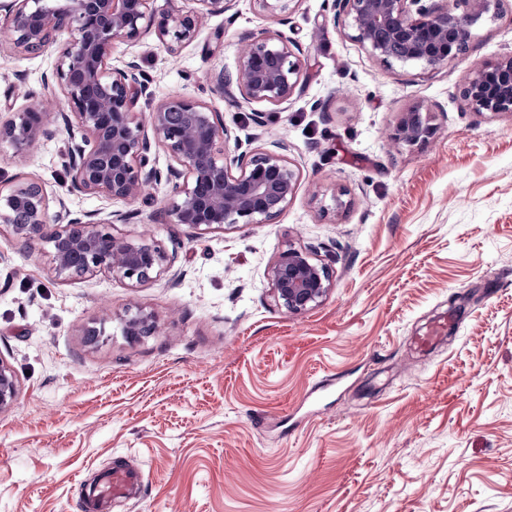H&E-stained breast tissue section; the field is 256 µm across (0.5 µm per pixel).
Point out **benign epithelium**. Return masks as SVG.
Returning <instances> with one entry per match:
<instances>
[{"label":"benign epithelium","instance_id":"obj_1","mask_svg":"<svg viewBox=\"0 0 512 512\" xmlns=\"http://www.w3.org/2000/svg\"><path fill=\"white\" fill-rule=\"evenodd\" d=\"M199 8L176 7L152 23L150 0H0V13L13 50L36 55L53 49L58 64L53 79L71 111L55 116L33 103L0 126V140L18 149L61 132L69 138L68 192L102 194L135 201L152 183L172 184L174 198L164 209L171 224L198 230L228 229L239 224H265L290 202L299 174L278 143L224 156L228 131L219 112L203 100L168 97L149 112V127L138 120L139 101L154 93L140 63L112 67V47L137 42L155 30L161 47L175 51L192 43L209 15L224 14L235 0H197ZM267 17L284 23L293 0H253ZM497 0H332L345 16L352 38L371 56L391 65L419 63L435 69L466 52L470 28ZM299 46L280 30H263L244 38L233 72L212 77L211 92L241 97L247 104L278 107L301 90ZM462 96L475 112H512V56L474 70ZM436 132L431 112L420 104L400 113L391 137L418 147ZM161 147L175 161L166 172L151 163L152 148ZM49 214V197L37 181L0 189V224L32 247L53 243L57 274L66 278L108 272L138 287L153 281L176 255H167L145 239L116 237L94 214L72 216L63 198ZM279 303L304 313L322 303L332 289L328 267L290 247L271 268ZM124 333L143 336L158 330L153 316L137 310L124 321ZM19 390L13 369L0 358V413L15 402Z\"/></svg>","mask_w":512,"mask_h":512}]
</instances>
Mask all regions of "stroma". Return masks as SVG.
I'll list each match as a JSON object with an SVG mask.
<instances>
[{
  "mask_svg": "<svg viewBox=\"0 0 512 512\" xmlns=\"http://www.w3.org/2000/svg\"><path fill=\"white\" fill-rule=\"evenodd\" d=\"M276 26L237 0L178 53L152 33L112 50L116 67L142 56L157 98L209 102L241 149L287 143L299 179L270 223L164 224L166 182L151 208L71 194L67 135L0 140V187L41 181L74 212L120 214L113 235L177 256L136 288L107 272L64 280L52 243L23 248L0 224V358L20 385L0 414V512H81V482L126 460L143 494L112 512H512V114L460 94L470 70L512 56V0L439 69L381 63L331 0H297L283 28L302 88L257 123L209 79L235 70L245 35ZM56 63L0 54V116L35 100L67 111L44 83ZM415 103L437 132L395 144ZM291 246L333 280L301 314L269 277ZM136 308L157 332L123 334ZM444 315L446 337L416 350Z\"/></svg>",
  "mask_w": 512,
  "mask_h": 512,
  "instance_id": "1",
  "label": "stroma"
}]
</instances>
